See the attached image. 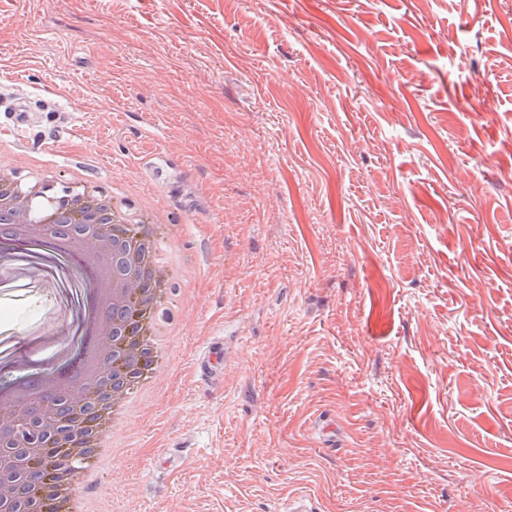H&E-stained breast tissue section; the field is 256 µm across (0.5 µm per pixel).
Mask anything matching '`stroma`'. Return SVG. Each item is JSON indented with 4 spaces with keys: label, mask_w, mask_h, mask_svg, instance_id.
Masks as SVG:
<instances>
[{
    "label": "stroma",
    "mask_w": 512,
    "mask_h": 512,
    "mask_svg": "<svg viewBox=\"0 0 512 512\" xmlns=\"http://www.w3.org/2000/svg\"><path fill=\"white\" fill-rule=\"evenodd\" d=\"M0 91L174 280L93 512H512V0H5Z\"/></svg>",
    "instance_id": "1"
}]
</instances>
